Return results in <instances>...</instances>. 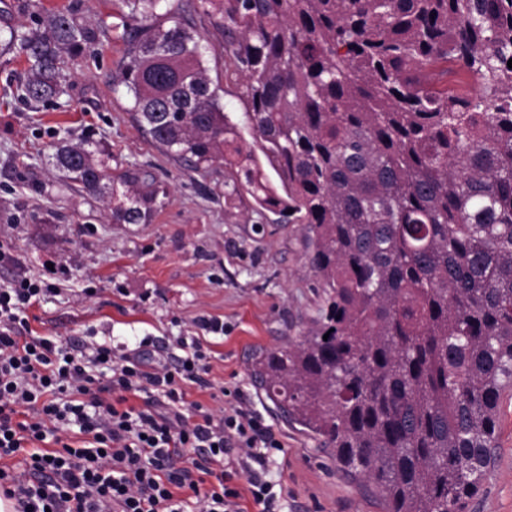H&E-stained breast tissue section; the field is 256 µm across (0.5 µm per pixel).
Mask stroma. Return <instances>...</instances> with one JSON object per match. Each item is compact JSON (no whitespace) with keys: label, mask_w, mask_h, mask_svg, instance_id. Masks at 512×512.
I'll list each match as a JSON object with an SVG mask.
<instances>
[{"label":"stroma","mask_w":512,"mask_h":512,"mask_svg":"<svg viewBox=\"0 0 512 512\" xmlns=\"http://www.w3.org/2000/svg\"><path fill=\"white\" fill-rule=\"evenodd\" d=\"M133 0H0V40L33 27L46 14L69 10L96 35L94 47L69 58L62 91L28 104L16 92L28 67L18 51L0 50V247L13 262L0 285L20 275L49 273L57 286L28 311L36 336L69 343L105 342L116 349L150 337L167 352L179 338L200 336L210 354L217 397L191 390L214 413L230 409L233 391L254 393L249 358L302 335L320 297L296 224H275L249 204L224 198L231 174L202 171L158 149L135 124L132 95L113 78L126 46ZM179 20L209 39L204 55L235 122L245 107L230 79L221 36L200 0H168ZM92 137L119 172L149 170L167 195L147 224L112 221V196L90 198L67 187L54 165L55 146ZM207 315L223 331H200ZM256 412L286 447L284 512H379L374 500L336 467L318 442L288 423L270 399ZM498 458L469 512H512V395L501 400Z\"/></svg>","instance_id":"1"}]
</instances>
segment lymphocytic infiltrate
<instances>
[{"label": "lymphocytic infiltrate", "instance_id": "lymphocytic-infiltrate-1", "mask_svg": "<svg viewBox=\"0 0 512 512\" xmlns=\"http://www.w3.org/2000/svg\"><path fill=\"white\" fill-rule=\"evenodd\" d=\"M54 290L42 277L0 286V495L15 512H184L188 492L203 512H244L246 492L282 512L285 448L251 395L236 389L219 416L188 398L214 388L200 338L172 365L144 357L147 337L118 354L31 336L26 311Z\"/></svg>", "mask_w": 512, "mask_h": 512}]
</instances>
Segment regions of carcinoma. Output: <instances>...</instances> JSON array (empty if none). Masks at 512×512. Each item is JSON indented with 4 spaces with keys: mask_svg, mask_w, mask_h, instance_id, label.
Here are the masks:
<instances>
[{
    "mask_svg": "<svg viewBox=\"0 0 512 512\" xmlns=\"http://www.w3.org/2000/svg\"><path fill=\"white\" fill-rule=\"evenodd\" d=\"M161 2L134 0L121 34L114 80L135 122L167 154L234 171L225 197L302 225L321 288L301 341L253 354L254 381L381 512H468L512 391V0H201L261 159L201 37ZM94 41L60 11L4 49L26 55L25 95L42 101L61 92L64 54ZM441 60L479 93L428 83ZM54 160L81 193L123 198L117 223L151 220L148 171L112 173L90 139Z\"/></svg>",
    "mask_w": 512,
    "mask_h": 512,
    "instance_id": "carcinoma-1",
    "label": "carcinoma"
}]
</instances>
